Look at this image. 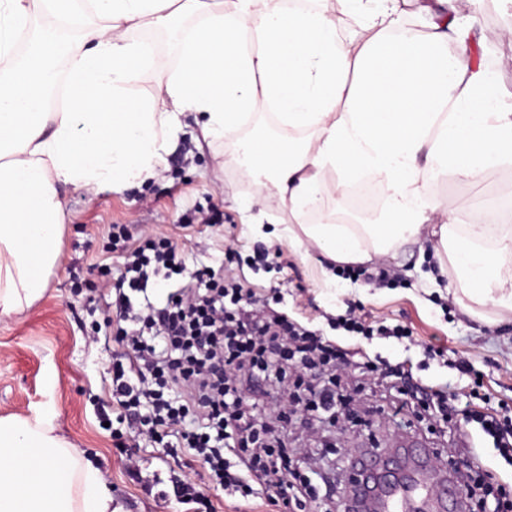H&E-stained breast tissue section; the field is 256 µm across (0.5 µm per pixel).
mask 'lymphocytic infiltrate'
<instances>
[{"label": "lymphocytic infiltrate", "mask_w": 512, "mask_h": 512, "mask_svg": "<svg viewBox=\"0 0 512 512\" xmlns=\"http://www.w3.org/2000/svg\"><path fill=\"white\" fill-rule=\"evenodd\" d=\"M112 250L125 253L112 302L121 325L112 356L115 439L125 434L177 447L208 473L213 488L244 497L262 495L282 512H305L319 499L311 478L293 469V451L282 423L298 403L336 416H353L354 394L365 379L395 388L423 405L447 411V390L415 378L409 361L374 356L357 360L324 334L280 312L281 295L260 297L236 277L212 267L187 270L170 238H133L127 225H113ZM333 330L365 340L392 339L419 345L410 327L371 326L356 306L330 318ZM280 401L265 409L269 388ZM500 455L512 463V417L466 410Z\"/></svg>", "instance_id": "lymphocytic-infiltrate-1"}]
</instances>
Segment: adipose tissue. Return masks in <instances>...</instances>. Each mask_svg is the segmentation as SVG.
I'll use <instances>...</instances> for the list:
<instances>
[{
    "instance_id": "1",
    "label": "adipose tissue",
    "mask_w": 512,
    "mask_h": 512,
    "mask_svg": "<svg viewBox=\"0 0 512 512\" xmlns=\"http://www.w3.org/2000/svg\"><path fill=\"white\" fill-rule=\"evenodd\" d=\"M362 30L346 42L337 10ZM457 0H0V319L43 295L59 257L64 187L95 195L156 179L185 116L202 139L235 137L253 203L332 265H358L430 231L467 316L512 321V228L488 211L461 228L439 180L512 168V107L496 69L473 64ZM176 30L178 63L131 39ZM457 51H449V43ZM152 76L156 93L134 88ZM270 111L279 132L242 136ZM358 177L385 196L376 222L335 223L326 201ZM49 409L0 417V512H122L99 470L56 434Z\"/></svg>"
}]
</instances>
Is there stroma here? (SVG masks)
Instances as JSON below:
<instances>
[{
    "instance_id": "stroma-1",
    "label": "stroma",
    "mask_w": 512,
    "mask_h": 512,
    "mask_svg": "<svg viewBox=\"0 0 512 512\" xmlns=\"http://www.w3.org/2000/svg\"><path fill=\"white\" fill-rule=\"evenodd\" d=\"M512 0H499L487 7L486 0H473L478 21V37L470 46L472 60L498 66L505 102L512 104V37L507 7ZM199 129L193 118H185L184 128L167 156L164 175L140 187L120 192L106 188L94 197L67 190L68 216L60 244V258L54 267L43 297L21 318L0 322V416L26 415L43 405H51L54 425L77 447L86 449L106 471L115 502L125 512H182L176 501L158 499L159 490H171L172 478L190 477L208 491L215 512H273L261 498L248 500L212 489L207 472L184 451L165 448L148 441L126 437L124 447H116L110 430L100 421L99 408L112 392V355L117 342H92L105 310L112 300L111 285L120 275L119 253L107 251L111 225L127 224L132 231L157 232L168 236L188 269L206 265L219 267L226 247L241 258L253 256L263 245L279 244L282 255L271 271L253 272L230 265L240 275L243 287L262 296L278 290L287 301L290 318L310 329L328 334L350 349L367 354L382 352L391 360L411 357L423 360L426 344L444 346L464 357L484 375V391L489 405L499 409L512 406V323L490 324L466 316L452 306L446 290L431 287L426 274L435 270L433 258H421L419 245L410 242L396 253L382 257L397 280L387 288H374L365 276L341 274L328 279L319 262L287 239L272 240L253 223L254 210L240 209L236 201L250 197L254 185L249 175L231 160L232 145L220 140L197 146ZM224 168H217V161ZM512 191V170L479 176L469 183L443 188L448 204L459 223L469 221L475 199L488 189ZM214 211L215 224H193L194 210ZM355 304L369 319L408 323L420 341L403 350L392 342H362L337 335L330 329V316ZM358 399L370 414L353 424L337 420L319 435L320 468L335 473L341 485L352 475L349 451L376 448L388 451L415 442L421 448L447 452L460 438L480 446L472 464V476L493 484L512 487V466L482 442L475 425L457 418L443 422L437 408L414 407L402 421H395L392 408L400 404L398 393H384L368 385ZM142 457V472L130 475L125 466L128 449Z\"/></svg>"
}]
</instances>
